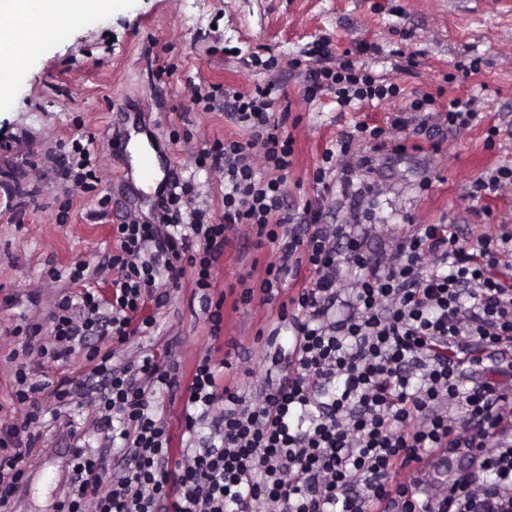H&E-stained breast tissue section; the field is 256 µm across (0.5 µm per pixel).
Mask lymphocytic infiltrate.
<instances>
[{
  "mask_svg": "<svg viewBox=\"0 0 512 512\" xmlns=\"http://www.w3.org/2000/svg\"><path fill=\"white\" fill-rule=\"evenodd\" d=\"M274 82L242 92L231 87L194 91L205 111H224L246 128L245 141L201 150L196 163L224 174V221L187 210L194 186L173 181L152 220L126 217L114 225L118 251L113 295L103 300L86 287L89 263L77 264L70 282L80 293L58 294L46 320L10 328L12 402L0 414V512L13 496L41 438L45 398L60 405L84 399L91 424L108 443H119V471L106 479L101 458L74 445L72 486L57 512H420L403 471L439 448H495L459 474L451 492L428 486L435 512H512V279L497 276L512 265V230L470 241L454 224H419L394 243L386 263L367 257L364 230L325 224L319 205L300 214L284 208L294 139L289 108L279 105ZM332 96L353 111L401 98L398 83L375 76L352 59L317 44L305 69L303 96ZM478 117L471 104L450 102L436 112L431 95L411 100L389 127L359 121L326 151L312 173L320 193L341 188L356 172H371L373 156L406 152L408 128L443 121L448 131ZM366 154L351 158L354 145ZM277 255L241 304L276 299L283 274L308 267L313 276L280 308L271 339L285 337L289 369L248 391L225 380L229 358L204 355L184 378L177 360L145 352L123 359L136 336L150 334L146 305L166 306L171 294L157 278L191 276L205 301L210 339H219L224 300L215 297L213 268L239 227ZM355 271L343 287V270ZM79 357L82 376L42 379L31 360L53 364ZM486 369L487 380L465 385L467 370ZM184 393L179 422L196 438L214 428L206 448L172 451L164 414Z\"/></svg>",
  "mask_w": 512,
  "mask_h": 512,
  "instance_id": "lymphocytic-infiltrate-1",
  "label": "lymphocytic infiltrate"
}]
</instances>
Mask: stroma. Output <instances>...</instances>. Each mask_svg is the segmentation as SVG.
Masks as SVG:
<instances>
[{
	"label": "stroma",
	"instance_id": "1",
	"mask_svg": "<svg viewBox=\"0 0 512 512\" xmlns=\"http://www.w3.org/2000/svg\"><path fill=\"white\" fill-rule=\"evenodd\" d=\"M43 39L0 106V329L20 319L45 317L60 290L80 292L68 274L75 264H98L116 249L112 228L144 210L148 192L133 184L128 156L112 153V131L141 125L158 137L170 169L193 180L191 205L213 222L224 217V175L197 167L202 148L224 139L246 140L224 113L205 112L192 102L195 87L227 85L246 92L269 80L251 65L253 54L288 61L326 39L335 55L400 84L407 97L431 94L438 111L455 99L473 100V126L444 136L417 135V150L376 154L368 179L374 184L361 207L370 214L365 251L385 258L394 238L411 224L458 225L477 240L512 225V185L472 201L473 182L512 167V0H118L111 13L72 25ZM279 93L296 120L288 173V210L300 212L315 198L312 172L325 151L335 149L355 122L386 126L397 102L339 111L330 98L303 97L298 70L279 75ZM81 141L100 167L101 181L84 192L72 187L65 168L72 143ZM277 256L240 232L213 271L216 291L238 278H261ZM60 281L45 280L48 268ZM308 269L287 276L278 298L248 305L224 302L219 341L208 337L203 304L190 277L174 287L157 314L155 335L139 339L157 359L179 340L184 370L204 354L231 355L259 388L278 368L261 340L288 302L310 280ZM40 294L31 304V294ZM69 410L48 407L46 426L14 512H54L70 484Z\"/></svg>",
	"mask_w": 512,
	"mask_h": 512
}]
</instances>
